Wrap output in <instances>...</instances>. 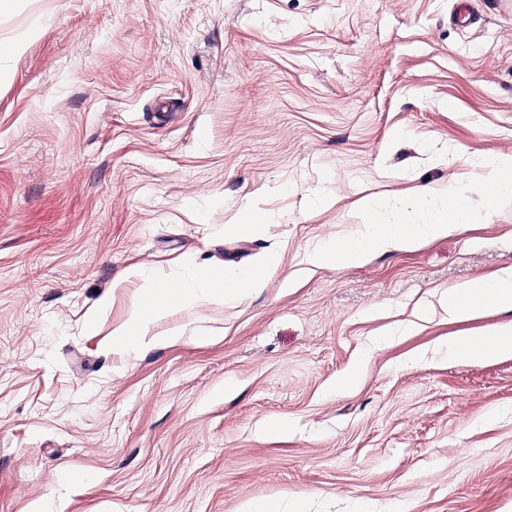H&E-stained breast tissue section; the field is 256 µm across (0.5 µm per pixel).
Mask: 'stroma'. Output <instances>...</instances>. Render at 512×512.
<instances>
[{
  "instance_id": "stroma-1",
  "label": "stroma",
  "mask_w": 512,
  "mask_h": 512,
  "mask_svg": "<svg viewBox=\"0 0 512 512\" xmlns=\"http://www.w3.org/2000/svg\"><path fill=\"white\" fill-rule=\"evenodd\" d=\"M455 3L0 15V41L21 45L0 60V512L49 497L60 512H512V357L442 345L512 314L399 333L436 294L512 266V199L474 201L471 224L411 252L305 262L512 154V0H476L472 26ZM268 255L263 287L151 325L174 343L110 345L147 294L136 270ZM271 422L286 431L257 436ZM72 469L91 481L65 483Z\"/></svg>"
}]
</instances>
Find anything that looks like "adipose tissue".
<instances>
[{"label":"adipose tissue","instance_id":"ef3b65f1","mask_svg":"<svg viewBox=\"0 0 512 512\" xmlns=\"http://www.w3.org/2000/svg\"><path fill=\"white\" fill-rule=\"evenodd\" d=\"M510 192L512 155H505L492 162L490 173L474 182L469 194L449 190L439 207L429 205L426 192L410 196L407 206L419 213L420 223H408L406 216L401 215L386 224H356L342 240L315 247L306 261L315 267L331 263L348 267L364 262L374 252L413 250L428 239L448 235L468 224L473 198H481L492 206L500 196ZM264 273L261 265L237 275L229 274L220 265H197L185 269L171 282L144 278L149 298L134 308L124 325L114 330L112 343L118 347L133 342L153 346L172 343V336L149 333L151 323L167 314L172 304L192 306L241 294L261 287ZM439 306L452 323L479 318L490 308L512 311V267L502 269L492 279L473 280L450 289L446 296L440 297ZM445 344L449 351L470 358L511 356L512 323L471 336H451Z\"/></svg>","mask_w":512,"mask_h":512}]
</instances>
